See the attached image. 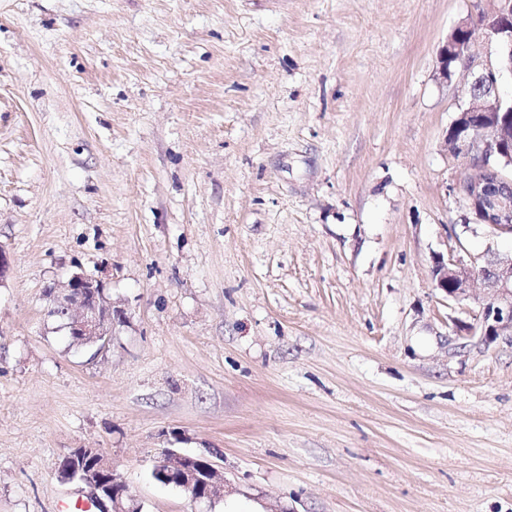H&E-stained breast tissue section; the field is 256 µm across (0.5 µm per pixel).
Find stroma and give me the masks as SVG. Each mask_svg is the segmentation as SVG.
<instances>
[{
    "mask_svg": "<svg viewBox=\"0 0 512 512\" xmlns=\"http://www.w3.org/2000/svg\"><path fill=\"white\" fill-rule=\"evenodd\" d=\"M496 0H0V512L99 448L143 512H512V338L436 257L512 252L444 140L436 54ZM124 321L69 345L50 292ZM212 451L224 497L150 476Z\"/></svg>",
    "mask_w": 512,
    "mask_h": 512,
    "instance_id": "stroma-1",
    "label": "stroma"
}]
</instances>
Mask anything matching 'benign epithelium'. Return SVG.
Instances as JSON below:
<instances>
[{
  "label": "benign epithelium",
  "instance_id": "1",
  "mask_svg": "<svg viewBox=\"0 0 512 512\" xmlns=\"http://www.w3.org/2000/svg\"><path fill=\"white\" fill-rule=\"evenodd\" d=\"M480 23L500 49L499 56L473 74L464 91L465 104L448 130L447 150L454 154L472 153L476 174L462 186L468 206L494 235L512 236V179L502 170L512 166V95L501 89L503 73L512 74V0H497L490 14ZM471 27L459 24L441 46L437 74L443 81L452 78L449 63L470 66ZM436 286L450 301L468 300L475 282L484 293L477 298L474 323L456 320L454 332L479 335L485 341L499 336L512 337V252L500 253L491 248L467 261L461 258H438L433 268ZM54 310L67 318L69 335L97 341L112 335L115 315L123 311L107 302L102 283L83 273L73 274L54 295ZM85 453L97 461V468L112 474V486L102 484L91 475H73L61 483L77 482L84 486L96 503L98 512H133L126 502H136L124 481L113 474L112 461L95 448ZM191 456L169 448L153 461L152 470L172 477L182 489L191 492L192 502L213 503L224 497V469L212 459L193 471L188 468Z\"/></svg>",
  "mask_w": 512,
  "mask_h": 512
}]
</instances>
